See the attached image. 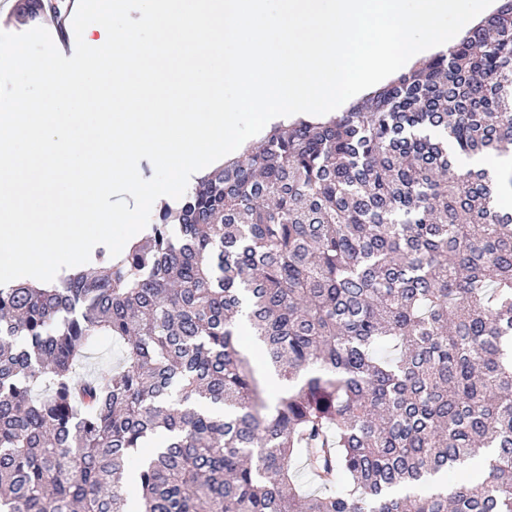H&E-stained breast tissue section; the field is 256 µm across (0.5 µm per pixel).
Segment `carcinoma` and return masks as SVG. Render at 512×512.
<instances>
[{
  "instance_id": "carcinoma-1",
  "label": "carcinoma",
  "mask_w": 512,
  "mask_h": 512,
  "mask_svg": "<svg viewBox=\"0 0 512 512\" xmlns=\"http://www.w3.org/2000/svg\"><path fill=\"white\" fill-rule=\"evenodd\" d=\"M510 152L503 0L274 126L96 272L0 287V512H512V177L459 166ZM101 336L116 372L83 369ZM483 451L481 480L436 483Z\"/></svg>"
}]
</instances>
